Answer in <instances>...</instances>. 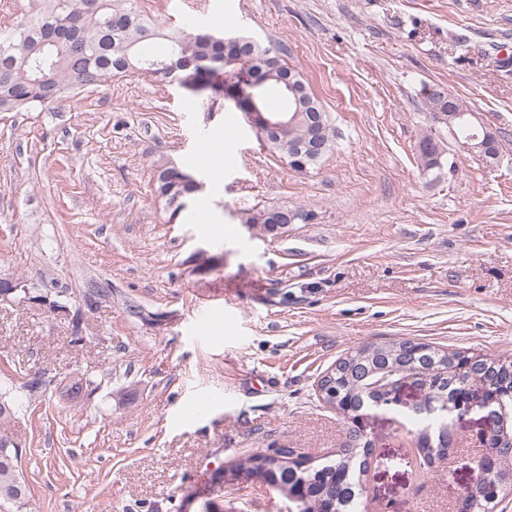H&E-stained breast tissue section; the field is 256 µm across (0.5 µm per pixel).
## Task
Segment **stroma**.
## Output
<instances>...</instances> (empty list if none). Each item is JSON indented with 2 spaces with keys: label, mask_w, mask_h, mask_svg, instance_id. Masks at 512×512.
I'll return each instance as SVG.
<instances>
[{
  "label": "stroma",
  "mask_w": 512,
  "mask_h": 512,
  "mask_svg": "<svg viewBox=\"0 0 512 512\" xmlns=\"http://www.w3.org/2000/svg\"><path fill=\"white\" fill-rule=\"evenodd\" d=\"M137 4L166 29L217 14L274 38L334 147L296 172L246 131L223 171L194 169L204 208L174 215L159 170L223 139L232 101L136 73L0 112V277L68 308L0 305V389L19 405L0 437L29 488L0 512H271L239 461L338 450L348 425L317 381L348 349L402 338L512 356V75L497 68L512 0ZM437 85L495 133L498 163L434 122L423 90ZM428 131L454 168L421 165ZM264 206L313 219L265 237L242 221ZM81 377L92 395L62 400ZM415 400L407 388L373 413L364 512H455L475 478L481 412L453 415L447 466H420Z\"/></svg>",
  "instance_id": "35a3bbf8"
}]
</instances>
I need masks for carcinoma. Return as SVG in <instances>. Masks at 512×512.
I'll use <instances>...</instances> for the list:
<instances>
[{"instance_id":"obj_1","label":"carcinoma","mask_w":512,"mask_h":512,"mask_svg":"<svg viewBox=\"0 0 512 512\" xmlns=\"http://www.w3.org/2000/svg\"><path fill=\"white\" fill-rule=\"evenodd\" d=\"M131 17L121 31L111 33L108 22L114 18ZM210 31H179L165 33L159 25L136 6V0H36L35 9L21 19L6 21L0 26V112H19L35 106L51 105L67 90L96 85L110 77L128 72H141L159 82L172 80L162 69H149L156 60H180L191 68L178 73L184 89L196 95L206 92L212 99L224 96V75L236 71L263 70L270 82L281 75H291L306 96H313L296 70L288 67L279 44L246 37L244 54L234 56L236 62L219 69L204 68V60L213 55L215 47ZM444 97L457 103L462 113L453 124V134L461 141L482 134L469 120L466 103L449 93ZM307 124L291 127L281 136L274 150L282 155L283 147L302 140ZM174 177L165 168L157 175L155 193L165 203L178 199V209L201 190V184L177 187ZM403 340L382 346L357 347L336 362V404L352 402L363 392L360 379L371 371L381 374L402 365ZM439 372L429 374L423 366V387L426 396L447 401L469 388L482 386L483 374L460 368L458 352L431 347ZM480 364L494 372L503 387H490L485 394L506 392L512 383V360L481 359ZM419 445L427 461L445 453L447 445L423 430ZM369 448L345 442L336 454L312 462L304 469L287 458H269L260 452L246 455L241 469L247 476L265 485L288 502L294 512H359L362 495L361 476L366 471ZM19 449L0 437V498L24 504L28 492L19 473ZM298 495L297 501L288 495ZM468 512H493L496 499L487 496L478 483L467 491Z\"/></svg>"}]
</instances>
